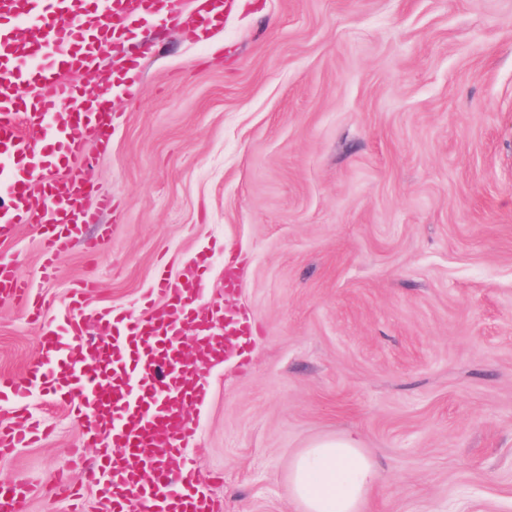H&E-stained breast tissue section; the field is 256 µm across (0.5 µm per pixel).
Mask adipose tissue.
Listing matches in <instances>:
<instances>
[{"label": "adipose tissue", "mask_w": 512, "mask_h": 512, "mask_svg": "<svg viewBox=\"0 0 512 512\" xmlns=\"http://www.w3.org/2000/svg\"><path fill=\"white\" fill-rule=\"evenodd\" d=\"M377 477L372 457L355 437H332L293 457L287 492L301 512H361Z\"/></svg>", "instance_id": "obj_1"}]
</instances>
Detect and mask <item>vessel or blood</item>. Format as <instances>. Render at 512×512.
Returning <instances> with one entry per match:
<instances>
[{"instance_id": "obj_1", "label": "vessel or blood", "mask_w": 512, "mask_h": 512, "mask_svg": "<svg viewBox=\"0 0 512 512\" xmlns=\"http://www.w3.org/2000/svg\"><path fill=\"white\" fill-rule=\"evenodd\" d=\"M149 0H106L95 12L88 0H0V162L8 163L11 189L0 193V242L18 225L42 230L43 279L56 274L55 258L70 248L83 225L95 223L83 206L87 187L78 160L88 140L109 149L115 87L90 95L75 80L103 54L123 42L127 22L146 14ZM226 0L170 5V20L208 40L224 26ZM39 58L42 66L24 69ZM206 260L188 266L176 282L158 276L154 290L167 306L157 317L129 311L97 312V336L85 332L82 290L68 304L67 337L44 318L46 305L13 261L0 258V296L40 323L41 357L24 376L0 372V395L25 397L37 385L64 403L95 449L87 483L104 512H219L182 459L196 427L188 408L210 397L208 372L252 333L249 321L227 315L221 302H202ZM197 350L194 362L179 355L183 338ZM32 432L25 416L0 429V452L26 444ZM159 458L152 477L130 468L127 458Z\"/></svg>"}]
</instances>
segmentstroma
Instances as JSON below:
<instances>
[{
	"label": "stroma",
	"instance_id": "stroma-1",
	"mask_svg": "<svg viewBox=\"0 0 512 512\" xmlns=\"http://www.w3.org/2000/svg\"><path fill=\"white\" fill-rule=\"evenodd\" d=\"M111 81V149L83 158L98 220L40 291L53 317L83 282L88 311L155 314L158 271L208 253V297L256 336L190 412L200 489L299 512L294 455L354 434L380 473L363 512H512V0H237L206 44L138 24L79 78ZM0 255L38 280V229ZM39 334L0 299V371ZM25 405L49 431L0 456V485L68 512L80 425L39 388Z\"/></svg>",
	"mask_w": 512,
	"mask_h": 512
}]
</instances>
